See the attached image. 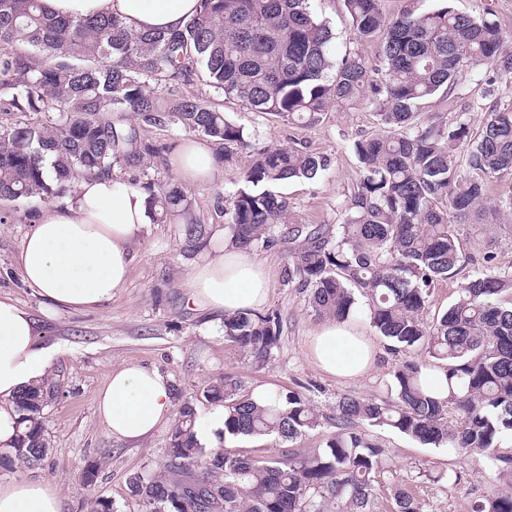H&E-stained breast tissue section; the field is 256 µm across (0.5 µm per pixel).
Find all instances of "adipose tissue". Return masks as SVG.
<instances>
[{
    "label": "adipose tissue",
    "instance_id": "1",
    "mask_svg": "<svg viewBox=\"0 0 512 512\" xmlns=\"http://www.w3.org/2000/svg\"><path fill=\"white\" fill-rule=\"evenodd\" d=\"M55 14L116 16L130 28L169 31L183 26L198 0H43ZM171 165L187 183L214 176L212 149L186 139L176 145ZM149 222L146 195L128 181L106 176L81 178L72 200L44 207L15 257L24 284L55 311L89 310L111 300L127 280L129 249ZM266 266L234 246L197 266L186 288L192 305L233 314L264 306L270 295ZM37 322L14 299L0 296V447L16 441L15 398L46 378L52 352ZM307 356L320 370L356 378L375 362V349L350 322L330 321L311 336ZM173 407L169 379L137 363L113 369L97 396L101 425L112 438L139 443L165 425ZM0 512H63L60 490L42 481L0 483Z\"/></svg>",
    "mask_w": 512,
    "mask_h": 512
}]
</instances>
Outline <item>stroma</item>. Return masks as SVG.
I'll return each instance as SVG.
<instances>
[{
  "mask_svg": "<svg viewBox=\"0 0 512 512\" xmlns=\"http://www.w3.org/2000/svg\"><path fill=\"white\" fill-rule=\"evenodd\" d=\"M452 5L474 18L495 21L512 49V0H452ZM314 6L332 28L336 56L358 54L377 64L379 43L356 38L343 0H315ZM175 91L210 100L230 120L254 132L257 146L293 145L329 156L331 167L317 181L292 180L278 185L277 191L288 198L298 223L324 229L341 223L342 204L358 178L352 144L380 131L373 107L332 108L319 122L308 124L247 111L235 100L213 95L196 77L177 85ZM508 103L512 104V84L496 80L490 67L477 65L463 77L460 91L449 93L445 102L426 104L424 113L436 120H465L477 131L485 112ZM240 167L237 160L219 161L212 181L183 185L192 202L193 219L210 228L205 249L184 257L181 225L150 222L131 246L127 283L96 311H52L23 283L14 256L45 203L0 201V212L9 215L7 222L0 223V295L19 302L40 325L45 345L54 350L50 376L59 385L57 399L45 410L51 445L42 468L2 466L1 483L38 480L59 486L64 512H88L93 497L112 501L115 512H140L128 482L166 461L171 428L163 426L135 445L112 438L100 425L96 396L113 369L126 363L158 368L172 387L188 396L227 372L238 375L248 392L260 385L284 392L303 386L312 404L327 416L344 395L389 398L387 382L400 359L376 338L367 318L366 297L357 299L356 322L374 340L379 351L376 365L361 377L341 379L325 374L307 358L308 338L322 320L307 306L305 289L286 280V244L252 252L271 271L265 309L277 313L281 321L278 347L265 365L252 364L235 343L225 340L223 316L189 306L186 276L216 256L228 240L224 213ZM367 434L384 449L396 483H412L417 465L426 461L448 473V481L415 485L423 512H469L474 499L495 492L499 484L485 457L423 445L388 429L371 427ZM92 462L99 464L100 474L95 486L87 488L79 476Z\"/></svg>",
  "mask_w": 512,
  "mask_h": 512,
  "instance_id": "obj_1",
  "label": "stroma"
}]
</instances>
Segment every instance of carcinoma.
I'll return each instance as SVG.
<instances>
[{
  "instance_id": "carcinoma-1",
  "label": "carcinoma",
  "mask_w": 512,
  "mask_h": 512,
  "mask_svg": "<svg viewBox=\"0 0 512 512\" xmlns=\"http://www.w3.org/2000/svg\"><path fill=\"white\" fill-rule=\"evenodd\" d=\"M314 0H198L178 30L133 31L116 17L71 18L47 13L42 0H0V200L61 197L79 175H112L118 163L143 166L163 146L143 142L139 124H170L224 149V162L248 152L230 197L224 230L251 250L278 238L288 247V280L310 289L307 304L328 320L355 314V291L369 298V322L394 354L422 350L391 374L392 400L341 397L331 418L336 431L312 451L248 456L229 446L207 449L195 439L189 398L174 396L167 461L130 478L141 512H371L389 492L395 512H422L414 489L392 481L382 448L361 425L386 428L423 445L480 454L503 479L497 492L471 503V512H512V271L487 252L458 299L440 317L427 312L436 284L474 262L460 234L483 224L512 195L488 201L489 184L512 172V108L490 109L477 135L466 122L421 120L423 105L445 101L469 68L482 62L512 81V51L499 27L457 12L451 0L421 14L388 19L380 0H344L355 35L379 38L378 69L359 55L330 53L332 31ZM192 76L252 112L284 121H319L329 108L367 101L383 132L357 140L358 180L344 203L336 235L296 224L288 199L272 187L314 181L331 159L295 146L254 150L252 134L208 102L167 97L163 88ZM129 112L137 122H114ZM159 223L191 210L176 184L152 194ZM202 224L183 225L185 253L205 246ZM273 312L224 316V339L259 363L280 340ZM444 370L448 396L426 388V370ZM226 373L202 389L224 407V436H273L286 443L321 424L302 392L275 391L261 405ZM56 382L16 397L23 431L0 450L40 468L49 450L44 411Z\"/></svg>"
}]
</instances>
